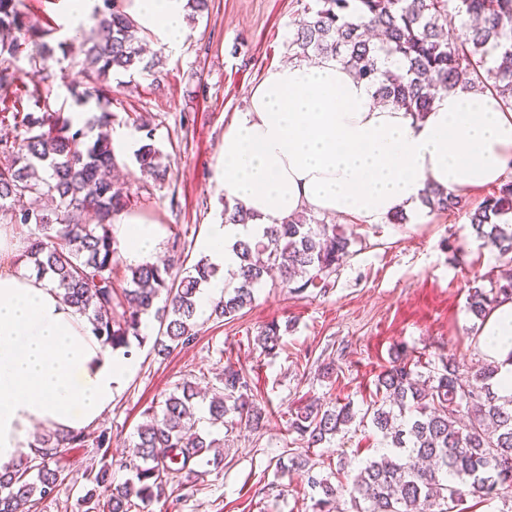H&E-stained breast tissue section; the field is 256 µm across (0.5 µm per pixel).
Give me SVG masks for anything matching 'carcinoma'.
I'll use <instances>...</instances> for the list:
<instances>
[{
  "label": "carcinoma",
  "instance_id": "1",
  "mask_svg": "<svg viewBox=\"0 0 512 512\" xmlns=\"http://www.w3.org/2000/svg\"><path fill=\"white\" fill-rule=\"evenodd\" d=\"M308 18L288 42L292 57H331L367 81L375 97L403 106L418 117L440 92L463 83L490 91L512 109V0H315ZM462 19L461 27L455 20ZM93 35L80 32L57 48L63 56H82L83 90H70L77 105L89 109L80 126L56 108L47 67L54 53L45 38L51 30L33 23L20 0H0V125L12 135L0 137V223L33 225L23 239L21 258L63 292L64 300L84 314L102 345L129 347L140 335L142 318L155 313L157 353L188 347L199 334L198 298L203 285L219 272L209 259L172 273V265L145 263L131 268L123 290L125 309L112 305L115 249L112 216L131 204L128 188L108 177L115 161L112 146V74L155 72L145 59L142 28L118 0H102L92 13ZM401 66L388 68L391 58ZM26 60L41 75L29 86L18 62ZM146 142L135 153L141 171L163 183L168 166L153 143V128L136 118ZM431 211L465 206L461 195L432 189L425 196ZM512 181L484 198L470 214L471 234L512 261ZM350 238L334 224L303 214L264 228L254 240L233 245L240 264L234 281L212 301L209 317L231 318L251 306L255 291L275 271L284 287L301 294L333 287L331 276L349 253ZM164 306L154 309L160 296ZM512 299V275L490 276L470 289L467 309L472 338L491 311ZM279 323L258 336L266 355L281 346ZM398 350L376 376L379 399L357 416L351 403L313 398L288 419V434L305 448H323L355 420L370 421L382 436L381 453L350 470L334 484L310 465L309 458L289 461L306 469L307 486L318 495L312 512H337V500L349 495L355 512H467L468 499H512V397L499 395L494 361L467 371L453 355L440 356L428 372ZM250 377L229 362L219 386L212 388L208 423L258 430L265 411L249 395ZM201 390L185 381L160 408L146 410L131 454L102 459L85 470L93 485L78 500L79 512H130L131 499L143 503L181 484L198 469L221 473L224 452L216 439L199 432L194 410ZM107 429L44 433L26 458L0 472V512H33L54 496L61 473L51 467L61 448H108ZM129 469L134 478L112 483V469Z\"/></svg>",
  "mask_w": 512,
  "mask_h": 512
}]
</instances>
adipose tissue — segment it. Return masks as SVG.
<instances>
[{"label": "adipose tissue", "mask_w": 512, "mask_h": 512, "mask_svg": "<svg viewBox=\"0 0 512 512\" xmlns=\"http://www.w3.org/2000/svg\"><path fill=\"white\" fill-rule=\"evenodd\" d=\"M140 27L171 49L185 35V0H126ZM216 179L251 218L212 224L200 246L230 271L237 240L302 211L352 224L414 215L427 187L467 195L512 179V110L493 93L441 94L424 118L383 106L372 88L334 59L268 68L244 111L224 125ZM124 262L156 251L164 228L116 216ZM483 352L502 365L499 390L512 395V301L481 329ZM134 369L132 356L102 346L87 318L47 281L0 270V468L29 451L36 427L63 433L97 422Z\"/></svg>", "instance_id": "obj_1"}]
</instances>
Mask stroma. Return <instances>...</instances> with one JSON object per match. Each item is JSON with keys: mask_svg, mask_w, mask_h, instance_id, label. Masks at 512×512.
<instances>
[{"mask_svg": "<svg viewBox=\"0 0 512 512\" xmlns=\"http://www.w3.org/2000/svg\"><path fill=\"white\" fill-rule=\"evenodd\" d=\"M310 3L210 0L208 14L188 25L179 50L153 46L162 58L163 81L146 72L113 76L119 87L112 124L117 170L131 193V211L166 229L157 262H166L177 246L187 264L202 258L199 243L209 225L221 221L226 202L215 177L224 124L247 107L263 72L287 60L295 24ZM22 8L52 26L50 45L70 38L65 0H22ZM133 112L155 127V141L171 166L164 184L141 174L135 161L141 135L126 121ZM484 197L473 193L464 209L425 211L404 224L342 223L352 239L350 255L327 293L311 288L297 295L278 277L266 278L251 307L224 321H204L196 343L169 356L155 352L158 324L144 317L140 337L131 341L135 368L99 422L112 433L111 447L104 453L62 449L56 465L63 482L37 512H77V500L88 489L85 468L102 455L127 453L145 410L183 380L216 384L228 361L249 373L256 404L269 412L263 428L212 426L206 409H199L200 430L224 443L223 472L167 487L151 503L135 502L131 512H312L303 472H279L283 449L307 453L326 473L352 470L375 456L381 437L371 425L355 423L329 446L305 451L288 442L289 411L312 396L367 409L377 374L402 347L423 363L450 354L469 367L482 363L481 346L470 332L468 290L503 265L496 251L470 233L468 212ZM456 246L461 254H453ZM274 320L287 330L281 350L267 356L257 338Z\"/></svg>", "mask_w": 512, "mask_h": 512, "instance_id": "obj_1", "label": "stroma"}]
</instances>
